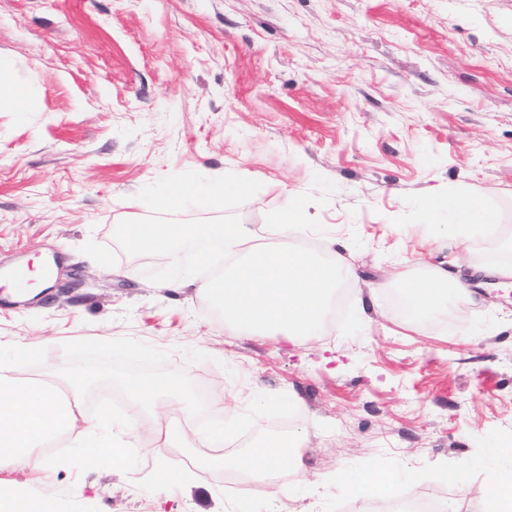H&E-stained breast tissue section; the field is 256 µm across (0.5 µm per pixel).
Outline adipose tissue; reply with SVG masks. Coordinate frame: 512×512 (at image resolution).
<instances>
[{
    "mask_svg": "<svg viewBox=\"0 0 512 512\" xmlns=\"http://www.w3.org/2000/svg\"><path fill=\"white\" fill-rule=\"evenodd\" d=\"M399 286L421 310L442 311L448 300V275L440 270L400 279ZM181 384L178 377L161 381L127 380L124 389L128 437L121 440L97 433V424L87 416L80 398H67L60 387L40 379L19 382L10 368L0 366V469L42 466L46 461L42 449L52 446L63 434L82 448L89 467H96L104 459L113 467H123L127 440L137 437L138 424L149 415L155 420L152 435L158 446L171 447L178 443L185 448L211 447L222 442L224 431L220 428L206 432L197 440L187 430L173 429L174 421L191 420L200 408L223 407L222 402L213 399L203 406L194 404L186 397ZM306 440L304 432L294 431L276 439L257 441L234 457L232 466L255 477L264 476L296 460ZM337 483L346 493L365 500L385 499L407 491L405 482L380 468L370 474L343 472Z\"/></svg>",
    "mask_w": 512,
    "mask_h": 512,
    "instance_id": "adipose-tissue-1",
    "label": "adipose tissue"
}]
</instances>
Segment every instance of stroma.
Segmentation results:
<instances>
[{
	"label": "stroma",
	"instance_id": "obj_1",
	"mask_svg": "<svg viewBox=\"0 0 512 512\" xmlns=\"http://www.w3.org/2000/svg\"><path fill=\"white\" fill-rule=\"evenodd\" d=\"M0 65L31 92L0 108V266L59 264L38 299L0 286V365L171 367L250 440L308 435L302 486L286 464L231 492L199 463L158 489L176 457L143 429L121 469L65 441L0 490L53 512H358L336 478L380 459L440 512H480L485 460L512 465V287L486 285L512 267V0H0ZM189 170L261 182L235 210L256 243L353 269L316 336L231 331L193 278L152 283L157 262L117 247L140 189ZM317 173L337 187L307 208L324 233L270 229ZM471 191L498 223L429 239L432 201ZM432 267L470 294L410 319L388 274ZM461 466L465 492L446 479Z\"/></svg>",
	"mask_w": 512,
	"mask_h": 512
}]
</instances>
